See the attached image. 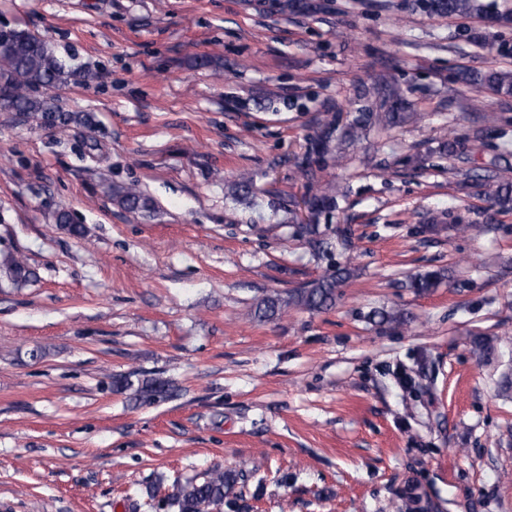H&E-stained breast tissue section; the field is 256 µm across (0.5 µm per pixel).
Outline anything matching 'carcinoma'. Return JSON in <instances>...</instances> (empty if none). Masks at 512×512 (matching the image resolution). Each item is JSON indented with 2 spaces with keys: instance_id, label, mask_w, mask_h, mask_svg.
<instances>
[{
  "instance_id": "1",
  "label": "carcinoma",
  "mask_w": 512,
  "mask_h": 512,
  "mask_svg": "<svg viewBox=\"0 0 512 512\" xmlns=\"http://www.w3.org/2000/svg\"><path fill=\"white\" fill-rule=\"evenodd\" d=\"M417 7L430 15L454 17L469 15L480 10L476 0H417ZM76 76V70L68 66L57 53L55 46L39 34L25 29L13 30L12 49L7 55L0 53V99L8 100L13 110L6 112L8 122L14 125L33 127L71 125L89 127L93 117L87 112H64L56 99L47 96L51 90L67 86ZM463 81L469 85L484 86L496 93L512 94V73L491 71L465 74ZM415 118L401 111V99L397 90L386 83L376 89L375 105L366 106L356 112L352 121L342 132L348 141L359 140L376 126H396ZM336 128L330 122L318 125L311 138L312 149L329 155ZM511 168L498 169L482 177L496 186V204L507 210L512 208ZM109 194L118 197L129 211L149 212L153 203L134 184L109 187ZM338 189L327 185L306 202L307 218L296 225V236L315 253H329L332 242L321 229L320 218L336 209ZM54 223L69 234L82 238L85 229L72 223L70 213L57 208L52 213ZM0 273L15 287L21 288L32 281L34 271L21 255L13 251L0 252ZM351 276L347 267L334 270L300 288L288 291V298L280 295H265L254 305V315L261 320H271L284 308L295 307L306 310H325L336 303L339 288ZM112 390L129 393L130 399L139 403H157L172 397L176 391L173 383L160 376L133 378V374H118L112 377ZM240 480L239 474L214 468L203 476L176 482V491L161 500V505L176 509V512H222L236 503L228 495Z\"/></svg>"
}]
</instances>
